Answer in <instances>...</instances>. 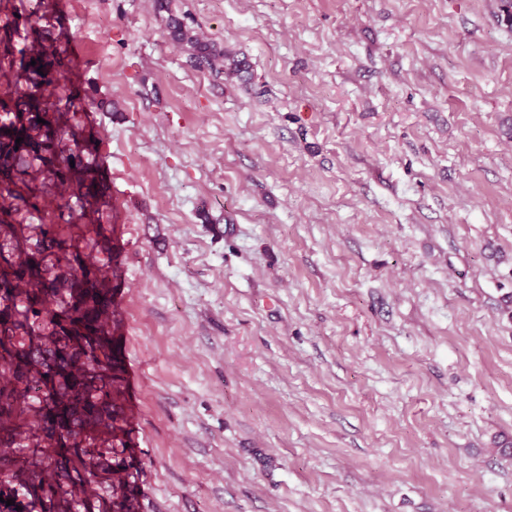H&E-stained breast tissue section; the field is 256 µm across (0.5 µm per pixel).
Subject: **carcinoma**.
I'll return each mask as SVG.
<instances>
[{"mask_svg": "<svg viewBox=\"0 0 512 512\" xmlns=\"http://www.w3.org/2000/svg\"><path fill=\"white\" fill-rule=\"evenodd\" d=\"M154 7L196 69L248 72L245 60L200 35L174 0ZM44 34L51 43L28 45L25 36L18 49V26L0 28V82L12 89L0 99V512H33L37 503L40 512H73L89 491L108 499L101 512H130V485L112 476L120 417L111 295L105 264L87 253L91 246L111 253L87 238L102 235L98 214L112 207L111 195L84 154L78 111L88 94L71 83L54 103L44 100L60 76L57 37L48 27ZM49 192L63 200L57 221L29 223Z\"/></svg>", "mask_w": 512, "mask_h": 512, "instance_id": "1", "label": "carcinoma"}]
</instances>
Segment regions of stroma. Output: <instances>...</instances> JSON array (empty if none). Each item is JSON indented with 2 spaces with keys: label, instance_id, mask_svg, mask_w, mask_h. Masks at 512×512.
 <instances>
[{
  "label": "stroma",
  "instance_id": "obj_1",
  "mask_svg": "<svg viewBox=\"0 0 512 512\" xmlns=\"http://www.w3.org/2000/svg\"><path fill=\"white\" fill-rule=\"evenodd\" d=\"M64 2L136 512H512L498 0ZM156 13L165 21L170 42L177 48L187 52L192 65L200 70L218 76L226 75L243 77L248 73V65L224 50V46L205 39L188 23L184 14H178L174 0H154Z\"/></svg>",
  "mask_w": 512,
  "mask_h": 512
}]
</instances>
